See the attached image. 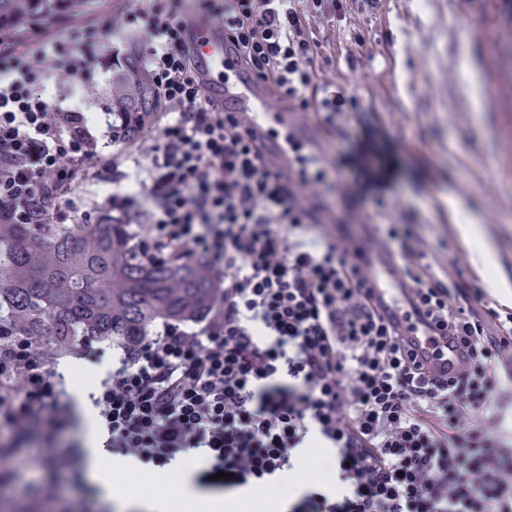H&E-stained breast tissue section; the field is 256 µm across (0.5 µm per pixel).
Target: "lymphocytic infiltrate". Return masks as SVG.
Here are the masks:
<instances>
[{
    "label": "lymphocytic infiltrate",
    "instance_id": "f902f5d3",
    "mask_svg": "<svg viewBox=\"0 0 512 512\" xmlns=\"http://www.w3.org/2000/svg\"><path fill=\"white\" fill-rule=\"evenodd\" d=\"M348 0H148L126 22L148 32V77L165 114L142 195L113 194L138 224L149 260L207 257L221 279L202 325L166 323L125 347L90 398L106 448L154 469L195 453L231 493L282 476L301 448L335 449L340 492L311 485L288 512H512V306L469 301L426 253L400 268L414 313L467 352L456 376L435 377L369 291L357 244L310 235L324 192L350 180L288 137V159L265 153L246 114L206 99L186 33L218 22L235 66L268 82L294 112H343L346 89L319 81L314 28L346 17ZM60 31L42 50L0 46V224H45L55 198L95 157L81 108L45 95L48 82L84 87L106 48L104 25ZM51 347L0 334V487L29 471L24 506L41 512L56 477L84 478L78 445L60 448L69 396ZM38 437L41 456L21 453Z\"/></svg>",
    "mask_w": 512,
    "mask_h": 512
}]
</instances>
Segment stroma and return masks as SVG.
Wrapping results in <instances>:
<instances>
[{"mask_svg": "<svg viewBox=\"0 0 512 512\" xmlns=\"http://www.w3.org/2000/svg\"><path fill=\"white\" fill-rule=\"evenodd\" d=\"M142 0H94L92 9L68 17L83 27L102 14L112 17L111 55L98 65L96 84L72 91L48 86V99L67 107L80 94L89 126L107 147L83 162L53 212L55 223L94 221L116 190L130 189L129 174L150 165L159 124L127 142L108 144L113 115L112 82L136 54L138 38L123 33L127 10ZM506 0H382L341 24L317 30L322 81L347 88L356 100L349 112H293L280 134L294 130L311 149L342 172H359L348 196L324 195L332 209L347 212L344 224H317L313 231L350 238L382 249L388 225H409L411 247L460 287L489 290L494 272L512 280V100L503 99L497 123L483 112L484 90L512 85V66L484 65L491 45H512ZM471 20L467 35L457 29ZM475 221L478 238L488 241L495 266L472 261L474 244L458 224ZM107 346L99 361L79 349L61 356L72 400L95 391L103 369L120 356Z\"/></svg>", "mask_w": 512, "mask_h": 512, "instance_id": "stroma-1", "label": "stroma"}]
</instances>
